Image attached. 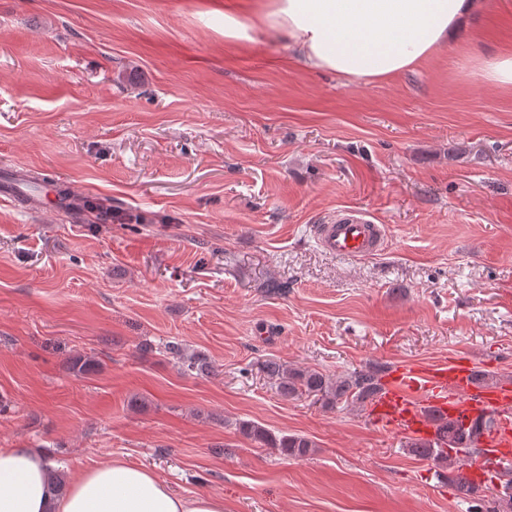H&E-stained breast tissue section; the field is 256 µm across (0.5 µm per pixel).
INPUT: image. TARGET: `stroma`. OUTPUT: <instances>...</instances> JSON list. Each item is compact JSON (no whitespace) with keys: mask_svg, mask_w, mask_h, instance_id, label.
<instances>
[{"mask_svg":"<svg viewBox=\"0 0 512 512\" xmlns=\"http://www.w3.org/2000/svg\"><path fill=\"white\" fill-rule=\"evenodd\" d=\"M246 2L0 0V174L126 217L0 200V448L140 463L224 512H475L370 411L283 397L261 366L465 358L512 382V90L479 74L512 51V0L363 85L263 35L226 45ZM340 206L386 225L382 254L318 248ZM242 420L314 449L256 447Z\"/></svg>","mask_w":512,"mask_h":512,"instance_id":"stroma-1","label":"stroma"}]
</instances>
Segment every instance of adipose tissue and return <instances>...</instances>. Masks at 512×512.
Returning a JSON list of instances; mask_svg holds the SVG:
<instances>
[{
	"label": "adipose tissue",
	"mask_w": 512,
	"mask_h": 512,
	"mask_svg": "<svg viewBox=\"0 0 512 512\" xmlns=\"http://www.w3.org/2000/svg\"><path fill=\"white\" fill-rule=\"evenodd\" d=\"M481 0H253L224 11V41L284 39L309 69L346 84L421 67L470 24ZM0 512H224L220 496L184 497L141 464L107 462L70 474L64 494L36 448H0Z\"/></svg>",
	"instance_id": "1"
}]
</instances>
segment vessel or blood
I'll return each mask as SVG.
<instances>
[{
  "instance_id": "vessel-or-blood-1",
  "label": "vessel or blood",
  "mask_w": 512,
  "mask_h": 512,
  "mask_svg": "<svg viewBox=\"0 0 512 512\" xmlns=\"http://www.w3.org/2000/svg\"><path fill=\"white\" fill-rule=\"evenodd\" d=\"M27 186L25 168H15L0 178V197L9 199L21 212H42L40 195L29 192ZM314 235L321 251L339 259L380 253L387 241L384 225L350 206L338 208L324 223L315 225ZM490 409L499 413L497 424L481 438L483 453L465 471L474 482L485 479L496 465L512 462V384L477 385L472 365L462 359L409 365L398 370L372 405L378 425L425 440L434 439L436 421L466 423Z\"/></svg>"
}]
</instances>
